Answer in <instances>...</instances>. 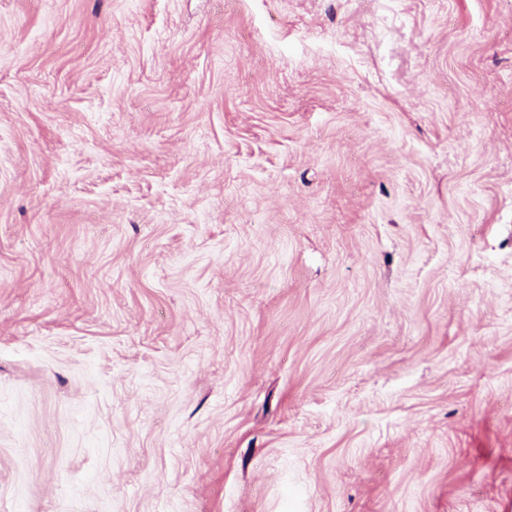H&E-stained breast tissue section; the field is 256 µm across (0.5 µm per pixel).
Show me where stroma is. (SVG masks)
<instances>
[{
    "label": "stroma",
    "instance_id": "1",
    "mask_svg": "<svg viewBox=\"0 0 512 512\" xmlns=\"http://www.w3.org/2000/svg\"><path fill=\"white\" fill-rule=\"evenodd\" d=\"M0 512H512V0H0Z\"/></svg>",
    "mask_w": 512,
    "mask_h": 512
}]
</instances>
